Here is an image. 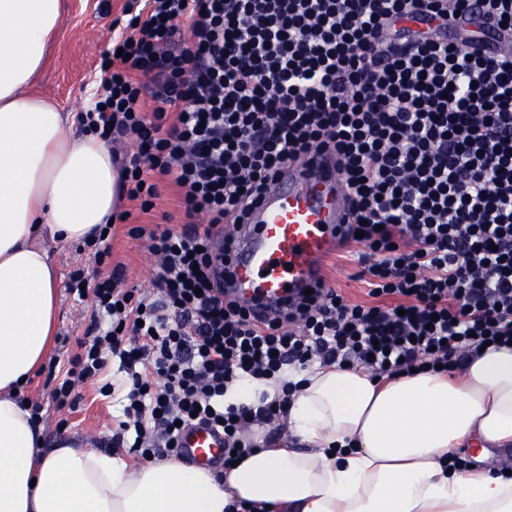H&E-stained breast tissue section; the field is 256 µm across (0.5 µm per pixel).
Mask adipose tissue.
Returning a JSON list of instances; mask_svg holds the SVG:
<instances>
[{"label":"adipose tissue","mask_w":512,"mask_h":512,"mask_svg":"<svg viewBox=\"0 0 512 512\" xmlns=\"http://www.w3.org/2000/svg\"><path fill=\"white\" fill-rule=\"evenodd\" d=\"M63 18L62 0H0V512H512V479L482 463L512 448V348H486L451 375L291 373L298 446L253 448L220 478L66 436L45 447L13 392L53 348L50 247L85 241L120 195L104 142L29 91ZM459 450L472 467H449Z\"/></svg>","instance_id":"ef3b65f1"}]
</instances>
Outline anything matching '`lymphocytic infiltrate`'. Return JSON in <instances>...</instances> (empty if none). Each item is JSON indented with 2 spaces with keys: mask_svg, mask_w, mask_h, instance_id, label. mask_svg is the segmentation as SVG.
<instances>
[{
  "mask_svg": "<svg viewBox=\"0 0 512 512\" xmlns=\"http://www.w3.org/2000/svg\"><path fill=\"white\" fill-rule=\"evenodd\" d=\"M107 53L84 127L112 143L121 190L150 212L157 177L179 193L183 222L147 238L158 299L121 289L111 226L92 245L96 272L80 353L51 390L75 405L111 358L126 374L110 443L144 460L178 456L181 425L224 433L229 467L252 424L284 416L295 385L254 406L226 402L246 379L313 365L392 377L454 371L484 344L512 340V0H137ZM152 100V110L142 108ZM333 153L356 221L368 299L327 288L283 318L255 322L224 293V247L275 172Z\"/></svg>",
  "mask_w": 512,
  "mask_h": 512,
  "instance_id": "obj_1",
  "label": "lymphocytic infiltrate"
}]
</instances>
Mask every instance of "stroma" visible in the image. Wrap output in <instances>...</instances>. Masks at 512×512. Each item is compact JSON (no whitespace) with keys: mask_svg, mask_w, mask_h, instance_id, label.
<instances>
[{"mask_svg":"<svg viewBox=\"0 0 512 512\" xmlns=\"http://www.w3.org/2000/svg\"><path fill=\"white\" fill-rule=\"evenodd\" d=\"M126 0H64L63 28L60 39L50 51V60L34 86L35 92L48 96L61 112L76 115L83 112L91 93L101 78V62L112 49V21L120 16ZM120 210L129 212L126 223L117 224L112 243V263L125 267L124 286L140 292L152 289L156 268L143 238L128 236L127 230L136 225L146 227L161 223L163 214H170L173 223H180L182 214L177 192L163 186L162 195L150 213H142L138 203L121 200ZM53 258L58 267V317L56 343L47 368L39 370L24 387L25 395L42 406V420L47 441L59 435L89 438L93 447H107L122 417L118 402L99 395L95 385L80 389L75 406L57 408L51 399L47 382L49 370L68 364L78 353L89 323L88 303L77 301L68 291L69 273L76 268L92 269L94 258L90 250L77 244L57 247ZM330 286L348 299L365 298V285L358 280L360 267L355 259L338 251L323 261Z\"/></svg>","mask_w":512,"mask_h":512,"instance_id":"1","label":"stroma"}]
</instances>
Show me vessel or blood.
Returning a JSON list of instances; mask_svg holds the SVG:
<instances>
[{"label":"vessel or blood","instance_id":"vessel-or-blood-1","mask_svg":"<svg viewBox=\"0 0 512 512\" xmlns=\"http://www.w3.org/2000/svg\"><path fill=\"white\" fill-rule=\"evenodd\" d=\"M351 222L336 159L316 152L280 170L271 190L252 209L226 265V287L257 318H273L322 287L316 265ZM179 446L201 466L218 462L221 432L203 425L184 429Z\"/></svg>","mask_w":512,"mask_h":512}]
</instances>
